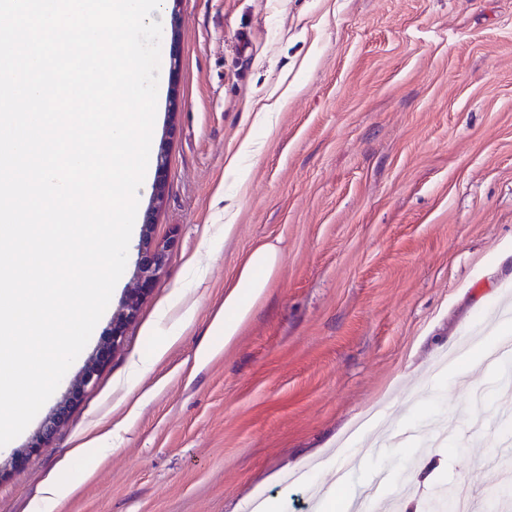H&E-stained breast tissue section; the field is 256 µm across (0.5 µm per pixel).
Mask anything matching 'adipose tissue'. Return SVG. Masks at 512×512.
Instances as JSON below:
<instances>
[{
    "label": "adipose tissue",
    "instance_id": "adipose-tissue-1",
    "mask_svg": "<svg viewBox=\"0 0 512 512\" xmlns=\"http://www.w3.org/2000/svg\"><path fill=\"white\" fill-rule=\"evenodd\" d=\"M278 263L277 250L266 244L245 257L215 314L211 335L224 337L228 342L238 335L254 305L265 293Z\"/></svg>",
    "mask_w": 512,
    "mask_h": 512
}]
</instances>
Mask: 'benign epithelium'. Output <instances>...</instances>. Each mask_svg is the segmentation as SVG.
<instances>
[{
    "mask_svg": "<svg viewBox=\"0 0 512 512\" xmlns=\"http://www.w3.org/2000/svg\"><path fill=\"white\" fill-rule=\"evenodd\" d=\"M168 261V245L150 240L142 244L140 259L136 266V273L133 277L132 286L129 289L126 300L115 314L112 321V339L105 342L97 352L92 355L72 382V394L79 395L94 389L99 372L108 359L116 352L123 343L124 328L131 322L139 311V306L144 298L148 287L155 280L156 276L166 266ZM68 405L58 407L53 417L45 422L42 429V436L49 438L53 436L63 425Z\"/></svg>",
    "mask_w": 512,
    "mask_h": 512,
    "instance_id": "1",
    "label": "benign epithelium"
}]
</instances>
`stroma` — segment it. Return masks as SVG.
Wrapping results in <instances>:
<instances>
[{
    "label": "stroma",
    "instance_id": "stroma-1",
    "mask_svg": "<svg viewBox=\"0 0 512 512\" xmlns=\"http://www.w3.org/2000/svg\"><path fill=\"white\" fill-rule=\"evenodd\" d=\"M160 23L152 148L166 190L137 211L154 209L148 233L169 260L96 388L69 399L112 336L134 238L80 357L0 451V512H29L52 476L75 487L54 512H247L257 494L315 512L308 488L335 482L334 453L359 459L357 481L384 473L409 512L440 486L497 488L489 455L512 444V399L491 394L493 372L441 360L472 334L499 336L512 295V0H179ZM281 83L287 104L256 123L253 103ZM265 243L281 257L265 296L201 358L227 282ZM190 304L194 320L165 344L160 311ZM159 347L129 384L130 362ZM65 401L63 428L39 444ZM375 408L377 428H416L433 460L421 484L411 453L352 435ZM103 429L119 439L86 473L71 452Z\"/></svg>",
    "mask_w": 512,
    "mask_h": 512
}]
</instances>
